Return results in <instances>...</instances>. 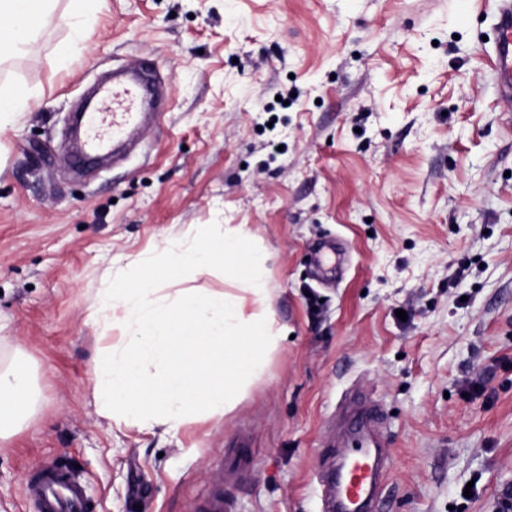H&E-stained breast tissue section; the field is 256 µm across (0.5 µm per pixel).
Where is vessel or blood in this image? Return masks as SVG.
Returning <instances> with one entry per match:
<instances>
[{"label": "vessel or blood", "instance_id": "1", "mask_svg": "<svg viewBox=\"0 0 512 512\" xmlns=\"http://www.w3.org/2000/svg\"><path fill=\"white\" fill-rule=\"evenodd\" d=\"M496 38L492 48L495 81L501 100L512 105V0H495L492 14ZM158 78L143 60L115 71L109 83L99 86L93 111L84 113L86 139L76 159L88 161L109 149L125 148L137 141L149 124L165 113L159 103ZM354 463L337 461L338 499L353 498L368 512L378 497L377 468L369 452L354 450ZM28 496L35 512H91L84 483L69 470L53 463L41 464L26 475Z\"/></svg>", "mask_w": 512, "mask_h": 512}]
</instances>
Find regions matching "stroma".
Returning a JSON list of instances; mask_svg holds the SVG:
<instances>
[{
  "label": "stroma",
  "instance_id": "1",
  "mask_svg": "<svg viewBox=\"0 0 512 512\" xmlns=\"http://www.w3.org/2000/svg\"><path fill=\"white\" fill-rule=\"evenodd\" d=\"M487 0H98L0 65L30 93L0 127V361L23 354L33 419L0 446V512H33L37 463L94 512H327L350 409L385 442L384 512H512V111ZM172 80L138 151L75 173L68 116L114 67ZM242 224L265 295L225 293L283 336L221 415L177 434L101 416L92 379L126 345L95 301L117 273L211 223ZM341 264L325 278L319 247ZM406 319H399L397 310ZM472 496H464L465 487Z\"/></svg>",
  "mask_w": 512,
  "mask_h": 512
}]
</instances>
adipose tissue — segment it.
<instances>
[{"instance_id":"obj_1","label":"adipose tissue","mask_w":512,"mask_h":512,"mask_svg":"<svg viewBox=\"0 0 512 512\" xmlns=\"http://www.w3.org/2000/svg\"><path fill=\"white\" fill-rule=\"evenodd\" d=\"M57 0H0V59L23 52L41 35L37 17L55 10ZM35 393L22 359L0 365V443L20 430L35 411Z\"/></svg>"}]
</instances>
